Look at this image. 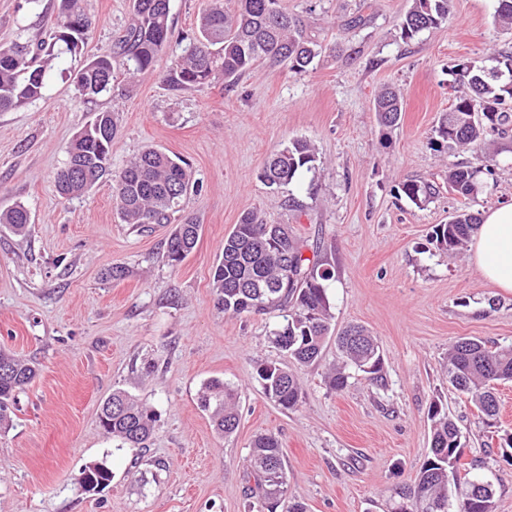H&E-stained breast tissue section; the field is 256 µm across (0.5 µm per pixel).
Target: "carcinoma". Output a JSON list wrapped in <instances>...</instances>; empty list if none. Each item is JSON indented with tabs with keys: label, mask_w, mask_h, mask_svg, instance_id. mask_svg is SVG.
<instances>
[{
	"label": "carcinoma",
	"mask_w": 512,
	"mask_h": 512,
	"mask_svg": "<svg viewBox=\"0 0 512 512\" xmlns=\"http://www.w3.org/2000/svg\"><path fill=\"white\" fill-rule=\"evenodd\" d=\"M277 0H235L224 9V0H208L200 14L198 35L165 77L179 91L209 88L217 79L234 80L261 61L285 64L298 75L308 72L319 55L316 44L296 20L275 5ZM449 0H412L400 18L401 38L412 40L420 33L448 22ZM494 21L512 28V0H495ZM97 23L85 0H59L54 31L49 40L35 44L0 43V112H7L41 99L55 74L72 79L88 100L107 93L114 76L154 71L157 56L172 38L169 0H133L131 20L103 55L82 59L89 33ZM460 90L436 129L439 147H469L476 165L448 168V188L465 197L482 185L481 176L494 173L497 152L485 147L487 129H497L512 120L505 111L512 101V53L492 57L489 66L458 63L453 70ZM375 112L386 127L402 119L400 94L381 90ZM117 132L110 112H96L76 134L69 158L56 176L65 196L79 195L111 173L112 141ZM316 154L310 142L294 139L265 163L262 179L270 188L290 185L302 170L315 169ZM194 183L188 164L155 148L132 159L113 179V197L126 224H161ZM437 186L431 182H404L398 192L416 204L429 201ZM0 224L24 233L30 224L22 203L0 213ZM477 226V218L458 210L446 224H436L430 244L449 255L462 249ZM201 225L191 218L176 225L166 242L164 257L175 267L193 251ZM307 245L286 224H267L254 212L243 214L224 238L221 258L211 270V286L224 314L238 317L270 308L284 311V324L273 332V343L301 366L321 358L333 315L325 281L330 272L304 256ZM341 366L328 377L329 387L347 385L345 366L351 365L369 379H378L383 358L377 340L364 327L352 325L336 335ZM36 374L31 363L0 349V430L12 426V408L18 394ZM255 379L264 395L285 410L296 409L303 399L299 377L275 363L256 365ZM448 381L473 402L493 426L499 414L496 386L512 382V346L490 347L478 338L457 340L448 352ZM200 405L210 414L217 433L230 436L238 428L234 390L213 379L200 393ZM430 452L412 485L396 492L389 512L405 499L411 512H495V489H482L476 481L459 475L461 434L448 412L438 404L429 408ZM104 433L119 446L139 447L157 423L151 407L115 390L100 412ZM249 499L248 512H273L285 492V466L279 440L261 434L251 443L244 473Z\"/></svg>",
	"instance_id": "cac0c4a2"
}]
</instances>
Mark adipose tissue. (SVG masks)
<instances>
[{
	"label": "adipose tissue",
	"instance_id": "adipose-tissue-1",
	"mask_svg": "<svg viewBox=\"0 0 512 512\" xmlns=\"http://www.w3.org/2000/svg\"><path fill=\"white\" fill-rule=\"evenodd\" d=\"M471 261L492 286L512 292V203L484 213L470 243Z\"/></svg>",
	"mask_w": 512,
	"mask_h": 512
}]
</instances>
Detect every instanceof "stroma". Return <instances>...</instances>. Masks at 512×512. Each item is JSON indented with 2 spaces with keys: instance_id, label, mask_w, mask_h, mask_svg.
Segmentation results:
<instances>
[{
  "instance_id": "35a3bbf8",
  "label": "stroma",
  "mask_w": 512,
  "mask_h": 512,
  "mask_svg": "<svg viewBox=\"0 0 512 512\" xmlns=\"http://www.w3.org/2000/svg\"><path fill=\"white\" fill-rule=\"evenodd\" d=\"M322 45L312 70L258 64L233 83L199 92L170 90L162 78L194 37L206 0H170L174 33L154 73L118 75L114 88L85 100L65 77L43 98L0 112V210L24 203L28 232L0 225V347L36 368L10 430L0 432V512H246L243 473L252 440L275 434L287 491L307 512H383L396 487L417 474L429 448L428 410L440 401L462 434L460 462L493 482L496 512H512V383L498 388L499 424L448 382V351L461 337L512 345V293L485 282L469 250L453 255L429 242L433 225L457 209L480 216L512 201V129L487 131L498 166L482 189L449 191V165L466 149L437 151L435 129L453 101L452 68L488 64L512 52V30L494 26V0H451L447 24L403 40L396 23L411 0H278ZM99 24L84 53L108 51L131 17V0H87ZM367 22L348 27L357 12ZM57 0H0V42L45 37ZM400 89L403 116L382 126L373 107L384 86ZM112 113L118 133L112 169L154 147L184 158L198 191L170 223H123L104 177L85 193L59 194L55 175L92 113ZM295 138L311 142L316 169L284 189L267 187L268 156ZM408 180L436 183L415 204ZM248 211L290 225L332 274L335 329L360 324L377 337L381 382L351 373L344 390L327 377L334 345L298 368L304 398L292 411L267 399L257 362H286L270 309L242 317L217 308L210 271L224 238ZM197 219L193 252L176 267L164 243L182 217ZM127 271L109 278L112 267ZM223 379L237 392L239 426L217 434L198 403L201 386ZM121 389L152 406L159 421L143 448H119L99 425L102 402ZM105 463L111 483L85 493L83 467Z\"/></svg>"
}]
</instances>
